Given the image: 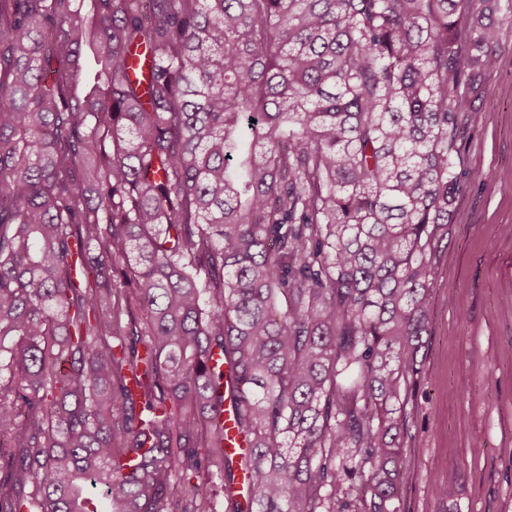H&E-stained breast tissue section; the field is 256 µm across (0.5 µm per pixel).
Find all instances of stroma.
I'll list each match as a JSON object with an SVG mask.
<instances>
[{
	"mask_svg": "<svg viewBox=\"0 0 512 512\" xmlns=\"http://www.w3.org/2000/svg\"><path fill=\"white\" fill-rule=\"evenodd\" d=\"M491 19L496 68L460 115L458 195L404 441L405 512H512V10L500 6ZM452 468L458 488L448 501L436 491Z\"/></svg>",
	"mask_w": 512,
	"mask_h": 512,
	"instance_id": "35a3bbf8",
	"label": "stroma"
}]
</instances>
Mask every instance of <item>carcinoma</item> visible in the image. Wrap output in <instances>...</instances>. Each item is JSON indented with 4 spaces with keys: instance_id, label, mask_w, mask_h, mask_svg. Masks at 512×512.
Wrapping results in <instances>:
<instances>
[{
    "instance_id": "cac0c4a2",
    "label": "carcinoma",
    "mask_w": 512,
    "mask_h": 512,
    "mask_svg": "<svg viewBox=\"0 0 512 512\" xmlns=\"http://www.w3.org/2000/svg\"><path fill=\"white\" fill-rule=\"evenodd\" d=\"M498 2L0 0V512H401Z\"/></svg>"
}]
</instances>
